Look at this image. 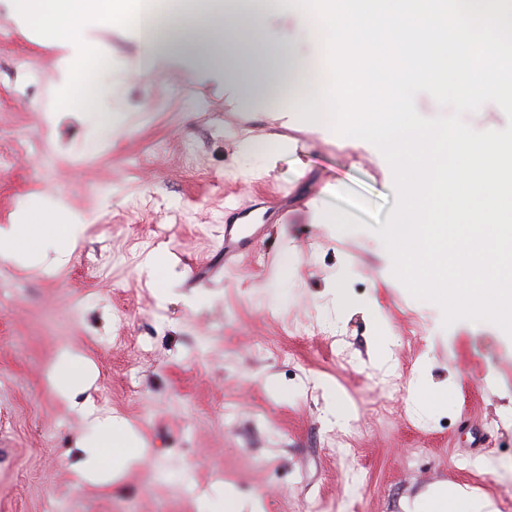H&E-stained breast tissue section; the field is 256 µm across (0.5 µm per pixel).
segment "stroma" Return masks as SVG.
<instances>
[{"label":"stroma","mask_w":512,"mask_h":512,"mask_svg":"<svg viewBox=\"0 0 512 512\" xmlns=\"http://www.w3.org/2000/svg\"><path fill=\"white\" fill-rule=\"evenodd\" d=\"M102 38L92 94L57 116L48 36L0 32V149L14 155L0 228L60 203L83 222L64 264L0 259V512H414L440 485L503 512L512 331L452 323L395 280L380 230L399 192L381 164L281 127L276 99L229 109L206 64L137 73L139 43ZM31 134L49 152L30 154ZM273 135L270 170L247 145ZM253 218L258 243L225 262V225ZM142 247L170 259L165 289L147 260L118 263ZM330 319L337 336L315 332ZM65 348L92 369L89 392L55 389ZM443 387L448 403L427 407ZM88 399L148 445L120 482L69 467Z\"/></svg>","instance_id":"1"}]
</instances>
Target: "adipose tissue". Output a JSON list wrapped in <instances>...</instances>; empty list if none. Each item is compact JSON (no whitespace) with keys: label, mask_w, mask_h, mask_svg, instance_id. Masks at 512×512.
Wrapping results in <instances>:
<instances>
[{"label":"adipose tissue","mask_w":512,"mask_h":512,"mask_svg":"<svg viewBox=\"0 0 512 512\" xmlns=\"http://www.w3.org/2000/svg\"><path fill=\"white\" fill-rule=\"evenodd\" d=\"M179 22L155 27L143 0H16V11L45 29L65 53L53 98L69 109L87 93V74L100 65L101 32L136 33L150 69L201 52L224 69V95L243 87L287 90L276 114L284 127L317 133L341 148L361 150L385 167L400 202L384 227L399 280L469 325L512 328V129L486 113L512 115V0H233L217 16L175 0ZM293 22L294 52L282 53L271 14ZM364 66L371 80L391 72L399 95L355 98L337 121L349 87L337 58ZM429 85L471 127L425 123L412 93ZM82 231L64 208L26 212L0 255L27 262L47 253L63 259ZM77 447L86 460L72 469L85 483L119 479L145 442L117 419L93 422Z\"/></svg>","instance_id":"obj_1"}]
</instances>
